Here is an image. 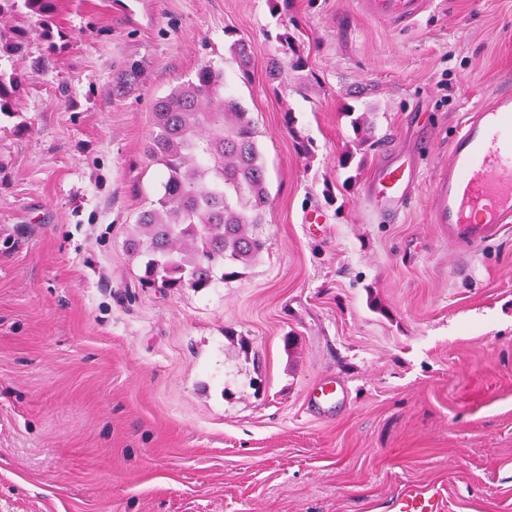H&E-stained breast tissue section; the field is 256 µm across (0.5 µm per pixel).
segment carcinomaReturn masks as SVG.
Returning a JSON list of instances; mask_svg holds the SVG:
<instances>
[{
	"label": "carcinoma",
	"instance_id": "cac0c4a2",
	"mask_svg": "<svg viewBox=\"0 0 512 512\" xmlns=\"http://www.w3.org/2000/svg\"><path fill=\"white\" fill-rule=\"evenodd\" d=\"M59 0H0V62L29 54L41 39L55 48ZM231 51L249 77L248 44ZM26 79L0 66V117L19 112ZM149 157L162 170L161 193L141 211L127 240L139 282L165 292L202 290L241 275L263 252L258 232L270 204L253 121L224 93V73L209 64L153 104Z\"/></svg>",
	"mask_w": 512,
	"mask_h": 512
}]
</instances>
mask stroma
Instances as JSON below:
<instances>
[{
  "label": "stroma",
  "mask_w": 512,
  "mask_h": 512,
  "mask_svg": "<svg viewBox=\"0 0 512 512\" xmlns=\"http://www.w3.org/2000/svg\"><path fill=\"white\" fill-rule=\"evenodd\" d=\"M116 2L60 0L68 47L33 43L0 120V512H393L422 486L512 512V225L464 254L431 221L451 137L512 87V0L401 29L353 0ZM284 31L306 66L274 80ZM204 64L252 117L266 248L162 293L125 241L160 189L153 102ZM394 160L419 183L391 219L364 193ZM327 377L348 395L311 412Z\"/></svg>",
  "instance_id": "obj_1"
}]
</instances>
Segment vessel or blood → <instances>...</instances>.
Wrapping results in <instances>:
<instances>
[{"label":"vessel or blood","mask_w":512,"mask_h":512,"mask_svg":"<svg viewBox=\"0 0 512 512\" xmlns=\"http://www.w3.org/2000/svg\"><path fill=\"white\" fill-rule=\"evenodd\" d=\"M365 15L400 27L417 20L426 0H355ZM417 181L414 169L392 162L380 167L370 196L388 215L402 212ZM435 223L448 227V239L465 247L479 246L512 224V90L502 89L472 112L451 140L448 163L435 187ZM343 386L327 380L312 389V405L334 408ZM434 493L408 492L396 512H441Z\"/></svg>","instance_id":"1"}]
</instances>
